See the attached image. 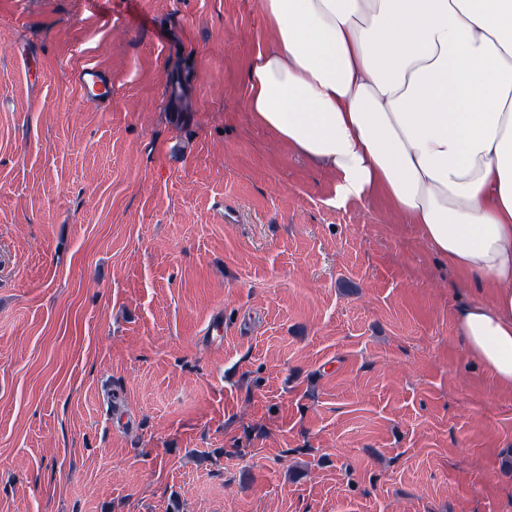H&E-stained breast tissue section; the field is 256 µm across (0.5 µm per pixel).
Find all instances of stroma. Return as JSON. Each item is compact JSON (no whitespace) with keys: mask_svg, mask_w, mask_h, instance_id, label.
Instances as JSON below:
<instances>
[{"mask_svg":"<svg viewBox=\"0 0 512 512\" xmlns=\"http://www.w3.org/2000/svg\"><path fill=\"white\" fill-rule=\"evenodd\" d=\"M260 2L0 0V512H512L481 292L255 122ZM82 96L87 101L112 100V76L96 66L85 67L77 76Z\"/></svg>","mask_w":512,"mask_h":512,"instance_id":"35a3bbf8","label":"stroma"}]
</instances>
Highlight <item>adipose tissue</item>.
Masks as SVG:
<instances>
[{
	"instance_id": "adipose-tissue-1",
	"label": "adipose tissue",
	"mask_w": 512,
	"mask_h": 512,
	"mask_svg": "<svg viewBox=\"0 0 512 512\" xmlns=\"http://www.w3.org/2000/svg\"><path fill=\"white\" fill-rule=\"evenodd\" d=\"M255 121L381 197L462 283L461 343L512 391V0H261Z\"/></svg>"
}]
</instances>
